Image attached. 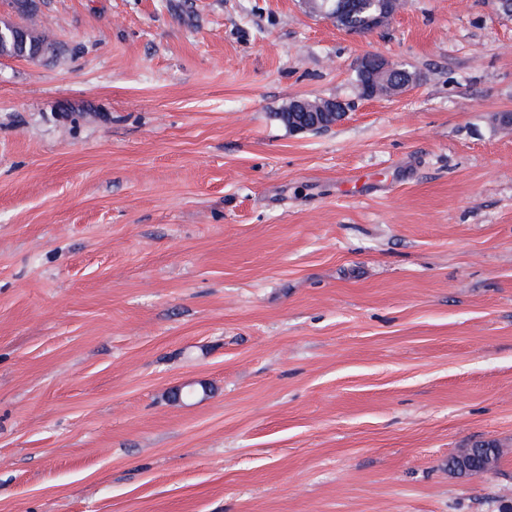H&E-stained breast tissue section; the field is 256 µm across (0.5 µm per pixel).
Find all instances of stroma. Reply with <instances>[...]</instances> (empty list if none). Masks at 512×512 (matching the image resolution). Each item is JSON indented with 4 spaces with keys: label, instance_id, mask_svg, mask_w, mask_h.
<instances>
[{
    "label": "stroma",
    "instance_id": "stroma-1",
    "mask_svg": "<svg viewBox=\"0 0 512 512\" xmlns=\"http://www.w3.org/2000/svg\"><path fill=\"white\" fill-rule=\"evenodd\" d=\"M34 4L0 0L55 42L0 56V512L512 505V17ZM368 54L417 83L358 98ZM314 98L350 107L279 120ZM357 10L346 14L338 25L353 33H365L370 25L371 18L379 13L385 4L382 0H358Z\"/></svg>",
    "mask_w": 512,
    "mask_h": 512
}]
</instances>
